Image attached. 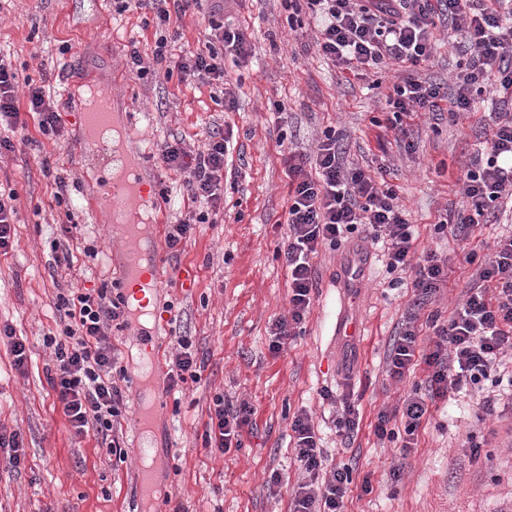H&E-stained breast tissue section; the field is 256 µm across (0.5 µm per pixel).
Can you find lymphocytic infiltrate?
<instances>
[{
    "instance_id": "obj_1",
    "label": "lymphocytic infiltrate",
    "mask_w": 512,
    "mask_h": 512,
    "mask_svg": "<svg viewBox=\"0 0 512 512\" xmlns=\"http://www.w3.org/2000/svg\"><path fill=\"white\" fill-rule=\"evenodd\" d=\"M202 0H113L117 13L150 4L155 28L152 63L132 51L131 63L138 79H153L156 63L166 62L165 78L202 85L224 81V58L250 56L246 33L224 20L225 0H211L202 48L168 61V32L172 17L198 11ZM506 0H285L288 23L307 10L318 23L317 52L342 71L359 75L379 66L416 67L433 53V30L438 18L448 19L455 35L463 38L470 56L452 97L439 85L407 77L394 85L387 97L392 112L387 129L406 138L404 123L416 112L447 109L451 120L471 110L489 89L512 98V7ZM25 98H18V91ZM31 114L42 133L63 135L65 121L55 91L45 82L22 75L10 52L0 49V156L14 152L11 137L22 114ZM492 131L485 155L461 177L466 204L447 215L436 230L457 242L474 236L488 223L503 196H512V109L490 115ZM229 140L223 131L210 133L202 147L191 148L185 139L164 142L158 150L162 166L178 174L189 200L188 207L166 225L164 246L168 258H178L197 227L215 223L224 210V162ZM288 178V234L278 249L288 270L289 310L271 328V353H280L301 332L316 286L314 260L324 248H338L349 235L362 233L364 240L383 243L392 272L413 276L415 305H422L448 285L451 258L433 249L417 250L413 226L396 202L393 189L380 188L375 178L360 168L343 163L336 133L328 129L312 154L293 153L285 161ZM466 260L474 267L469 288L446 321L430 317L433 335L422 339L416 316L403 320L388 350L391 378L399 380L417 363L428 366L425 386L414 388L393 410L377 415L373 432L378 439L397 434L393 420L404 426V450L408 457L415 435L437 401L449 394L481 393L475 413L484 421L495 411L494 398L483 395L482 384L498 373L512 353V234L497 238L491 252ZM56 308L60 331L43 338L50 349L55 371L49 384L74 435L94 433L116 461H125L120 443L131 379L112 343L111 325L126 315L120 286L101 285L58 293ZM203 363L191 337L176 336L169 357L166 390L182 392L199 383ZM249 402H226L215 394L209 406L204 440L211 453L225 454L242 448L243 429L251 425ZM294 460L298 478L291 486L292 512H344L353 468L342 463L325 468L324 451L315 424L306 410L294 413Z\"/></svg>"
}]
</instances>
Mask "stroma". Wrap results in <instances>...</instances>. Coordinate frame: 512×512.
I'll return each mask as SVG.
<instances>
[{
  "mask_svg": "<svg viewBox=\"0 0 512 512\" xmlns=\"http://www.w3.org/2000/svg\"><path fill=\"white\" fill-rule=\"evenodd\" d=\"M228 14L254 51L238 62L225 58L219 90L132 74L131 50L146 58L154 50V30L144 24L151 10L119 15L113 0H12L0 12V47L23 74L49 76L58 89L71 76L90 75L109 92L129 163L142 164L174 190L171 203L161 207L164 221H173L185 202L178 176L155 159L160 144L182 135L198 146L218 128L231 141L223 219L200 225L179 260L166 262L151 293L152 305H175L176 322L156 331L163 349H170L174 334L191 336L204 371L179 407H168L147 434L154 492L146 495L138 480L136 407H129L123 424L127 459L116 465L94 434H72L48 383L53 362L42 339L57 331V293L121 277L120 264L110 257L109 204L93 202L95 182L85 177V161L74 148L77 110L66 109L63 137L43 134L33 122L14 133L17 151L0 158V183L18 192L16 246L0 255V324L11 325L30 352L19 370L0 344V428L20 431L24 453L14 469L0 451V512H163L170 500L185 512H290L287 488L269 491L268 481L275 471L295 474L290 424L301 409L321 430L326 466L353 467L346 512H512L510 406L480 423L469 398L439 402L418 429L403 472L393 476L401 443L380 442L373 425L380 410L393 409L414 385L424 384L428 370L415 366L399 382L386 373L389 344L414 296L406 285L390 287L380 248L372 250L370 279L347 303L336 286L341 253L323 250L302 334L279 354L269 350L273 322L288 313V272L276 255L288 232V154L311 151L330 127L346 165L367 171L388 166L385 180L415 224L419 248L452 253L448 286L427 306L446 318L473 268L465 251L439 239L434 226L465 202L457 178L486 145L497 96L476 102L455 123L444 114H415L403 144L372 123L384 118L397 73L383 70L363 79L340 73L317 54L312 25L289 30L283 0H241ZM437 37L420 76L449 93L466 52L445 32ZM103 40L111 41V53L100 50ZM224 89L232 92L234 108L217 103ZM280 107L282 120L275 114ZM59 176L78 202L67 268L56 266L52 249L65 220L53 202ZM89 245L98 258L85 256ZM188 271L194 284L184 289L181 277ZM344 306L360 325L349 356L330 329ZM325 388L352 394L360 405L363 418L350 442L336 435V411L320 397ZM218 392L255 408L243 448L221 456L203 444L209 404ZM366 480L372 484L368 493L362 489Z\"/></svg>",
  "mask_w": 512,
  "mask_h": 512,
  "instance_id": "obj_1",
  "label": "stroma"
}]
</instances>
